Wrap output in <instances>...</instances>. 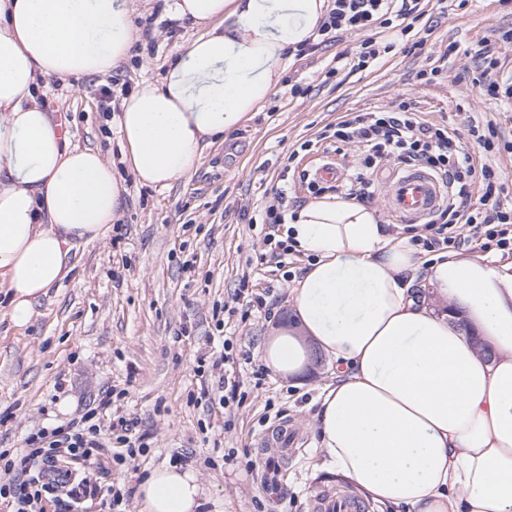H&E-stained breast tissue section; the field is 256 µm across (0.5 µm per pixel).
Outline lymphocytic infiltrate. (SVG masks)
I'll list each match as a JSON object with an SVG mask.
<instances>
[{
  "label": "lymphocytic infiltrate",
  "mask_w": 512,
  "mask_h": 512,
  "mask_svg": "<svg viewBox=\"0 0 512 512\" xmlns=\"http://www.w3.org/2000/svg\"><path fill=\"white\" fill-rule=\"evenodd\" d=\"M424 0H332V7L316 32L302 43L299 55L313 54L342 34L359 35L354 54L342 53L330 76L363 72L376 67L398 45L423 50L433 27L425 20ZM473 83L480 99L512 106V78L500 77V60L491 50L474 52ZM471 145H464L443 123L423 121L410 102L396 99L390 105L354 111L326 125L312 139L302 141L298 152H309L330 141L354 145L359 150L356 165L347 167L341 182L330 185L310 173L299 172L311 196L337 194L339 198L366 205L379 191L380 168L397 163L422 166L445 179L448 201L425 222L421 233L411 238L414 246L433 253L473 246L512 254V199L505 198L503 172L497 164L503 154H512V141L502 136L493 121L470 116ZM287 181L271 189V197L251 215V222L267 224L263 237L273 257L296 253L292 239H280L282 224L294 217ZM269 290L250 287L241 279L232 301L220 306L216 330L233 320L247 322L268 315ZM233 340H222L220 351L203 356L196 368L201 377L200 394L193 402L207 409H229L243 403L240 382L228 367ZM114 389H106L98 405L55 427H43L24 439L20 451L0 452V512H82L86 501L108 496L110 512L128 506L132 492L113 486L101 488L95 475L106 459L125 464L148 453L144 436L134 433L132 420L112 406ZM123 451L113 454V444Z\"/></svg>",
  "instance_id": "f902f5d3"
}]
</instances>
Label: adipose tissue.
Listing matches in <instances>:
<instances>
[{
    "label": "adipose tissue",
    "instance_id": "adipose-tissue-1",
    "mask_svg": "<svg viewBox=\"0 0 512 512\" xmlns=\"http://www.w3.org/2000/svg\"><path fill=\"white\" fill-rule=\"evenodd\" d=\"M174 8L199 36L114 118L138 183L160 189L196 169L206 139L264 105L328 2ZM132 45L129 0H0V284L16 327L127 193L99 152L70 146L38 87L108 74ZM283 234L311 260L292 289L295 323L269 337L265 362L293 377L312 352L326 357L316 428L328 471L382 507L512 512V261L424 258L373 210L330 196L305 204ZM201 498L195 473L176 464L138 486L140 512H197Z\"/></svg>",
    "mask_w": 512,
    "mask_h": 512
}]
</instances>
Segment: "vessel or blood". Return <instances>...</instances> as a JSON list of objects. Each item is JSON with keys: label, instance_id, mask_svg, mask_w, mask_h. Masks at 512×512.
I'll use <instances>...</instances> for the list:
<instances>
[{"label": "vessel or blood", "instance_id": "1", "mask_svg": "<svg viewBox=\"0 0 512 512\" xmlns=\"http://www.w3.org/2000/svg\"><path fill=\"white\" fill-rule=\"evenodd\" d=\"M447 196L448 188L443 180L424 168L416 167L394 175L385 190V203L399 223L417 224L428 220ZM298 442L295 431L277 424L269 429L260 443L268 459V469L262 481L272 497H280L284 491L280 480L281 465L290 447ZM314 508L316 512H364L359 498L344 490L328 495L318 494Z\"/></svg>", "mask_w": 512, "mask_h": 512}]
</instances>
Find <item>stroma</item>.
I'll use <instances>...</instances> for the list:
<instances>
[{
    "instance_id": "1",
    "label": "stroma",
    "mask_w": 512,
    "mask_h": 512,
    "mask_svg": "<svg viewBox=\"0 0 512 512\" xmlns=\"http://www.w3.org/2000/svg\"><path fill=\"white\" fill-rule=\"evenodd\" d=\"M172 0H131V54L110 75L43 84V103L60 122L72 146L97 150L125 183L122 214L94 243L71 250L72 271L41 299L34 321L16 328L7 316L9 290L0 285V449L17 448L31 429L54 425L97 400L107 386L122 389L120 404L148 434L152 446L139 467L111 465L98 480L108 486L137 487L149 471L168 465L171 453L189 454L188 468L205 490L200 512H259L262 493L247 471L261 461L258 448L265 415L283 413L299 433L298 456L289 461L285 499L278 512H308L324 486L339 484L329 473L314 430L316 399L330 378L325 358L311 364L304 385L276 372L256 384L249 369L238 373L245 401L225 414L191 403L199 390L198 359L210 351L216 329L214 306L223 304L242 273L271 289L269 318L225 328L252 366L264 362L262 344L291 312L292 282L264 255L261 225L249 224L266 188L275 185L299 140L314 137L349 110L388 105L397 96L415 101L423 119L443 122L468 141L466 115L478 112L512 132V111L479 100L472 84L470 50L495 45V32L512 27L498 0H470L468 12L431 10L438 24L417 55L390 56L376 69L350 75L342 84L324 82L335 56L356 49L360 38L340 40L312 56L293 59L259 112L234 132L211 140L200 166L160 190L137 183L123 156L112 116L101 106L104 92H133L160 84L168 62L185 51L198 31L173 21ZM456 53H448L449 43ZM441 67L443 79L422 84L419 70ZM310 85L291 97L293 84ZM189 335H182V328ZM63 391H56L57 381ZM234 461H225L229 451Z\"/></svg>"
}]
</instances>
